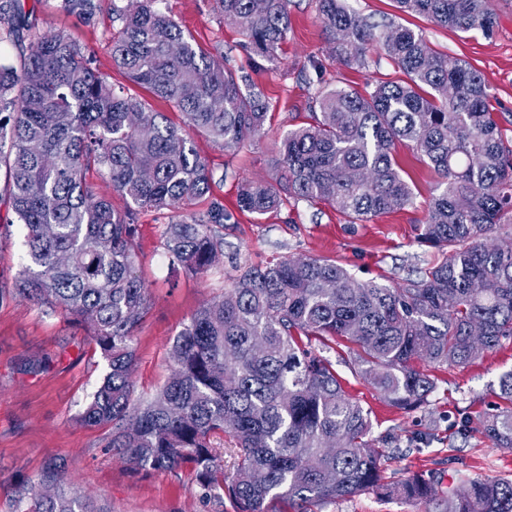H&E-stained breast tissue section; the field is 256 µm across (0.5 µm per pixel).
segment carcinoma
<instances>
[{"label":"carcinoma","instance_id":"obj_1","mask_svg":"<svg viewBox=\"0 0 512 512\" xmlns=\"http://www.w3.org/2000/svg\"><path fill=\"white\" fill-rule=\"evenodd\" d=\"M84 19L102 9L118 23L112 65L182 115L173 122L144 98L116 88L94 53L63 33L38 29L26 0H0V40L19 52L0 62V169L24 233L16 291L49 303L87 331L107 365L80 422L112 426L108 447L135 471L196 472L206 497L227 493L236 512H296L367 492L429 506L425 512H512V480L461 475L438 491L434 473L386 482L368 443L370 411L343 389L313 343L344 342L351 368L392 407L425 403L436 379L425 364L464 366L478 353L469 326H484V350L512 339V251L494 233L512 224V138L491 109L481 75L434 50L410 28L379 25L345 0H318L330 56L362 66L383 51L402 78L363 95L337 87L312 97L310 121L275 151L279 181L241 183L238 207L262 216L287 198L324 202L354 224L401 209L413 190L395 148L426 158L440 176L418 242L442 259L398 288L359 282L331 259L282 258L234 266L230 287L204 303L175 338V373L143 404L132 403L134 330L150 297L137 274V220L165 224L173 267L208 274L223 253L232 214L213 193L214 175L193 133L226 149L258 135L261 93L227 67L224 46L202 50L159 0H60ZM402 12L489 37L494 0H396ZM268 61L290 28L288 0H217ZM111 194L86 181L91 169ZM117 196L125 204L112 203ZM207 202L201 212L189 209ZM509 407L474 428L512 448V372L499 381ZM229 436L237 449L224 472ZM16 512H85L61 488L19 495Z\"/></svg>","mask_w":512,"mask_h":512}]
</instances>
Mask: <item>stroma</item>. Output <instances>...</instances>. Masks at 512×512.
Segmentation results:
<instances>
[{"label": "stroma", "instance_id": "obj_1", "mask_svg": "<svg viewBox=\"0 0 512 512\" xmlns=\"http://www.w3.org/2000/svg\"><path fill=\"white\" fill-rule=\"evenodd\" d=\"M47 32H61L93 50L102 73L128 86L112 65V21L108 12L89 21L66 13L59 0H29ZM371 20L396 23L422 33L440 52L464 60L485 79L503 128L512 130V0H495L492 36L463 34L399 11L395 0H348ZM161 8L202 47L223 44L227 64L249 76L269 102L265 130L244 145L224 149L196 134L200 153L214 170V193L233 213L224 227V250L205 276L173 274L154 213L138 219V273L147 285L150 308L135 331V401L148 400L172 375L170 349L178 332L207 300L229 285L233 265L263 263L275 256L335 260L357 280L403 285L438 258L418 244L419 226L440 180L428 160L401 146L396 158L414 193L413 205L367 222L349 223L326 205L288 200L278 211L256 216L239 210L242 181H276L271 159L280 138L305 122L319 85L351 86L367 94L395 78L380 52L362 67L333 61L318 16L317 0H290L291 26L272 61H254L235 24L224 19L216 0H162ZM0 202V512H13L18 494L62 483L93 512H235L229 498H202L193 471H133L108 446L111 429L79 421L107 365L86 331L61 313L20 297L15 283L24 255L23 231ZM347 395L370 411L371 445L382 451L385 474L402 480L439 469L444 483L457 474L512 479V448H498L480 435L463 437L461 420L478 422L498 405L499 380L512 371V340L482 353L466 366L433 368L435 391L426 405L403 411L388 405L344 359L335 345L326 352ZM422 504L364 493L313 506L312 512H422Z\"/></svg>", "mask_w": 512, "mask_h": 512}]
</instances>
